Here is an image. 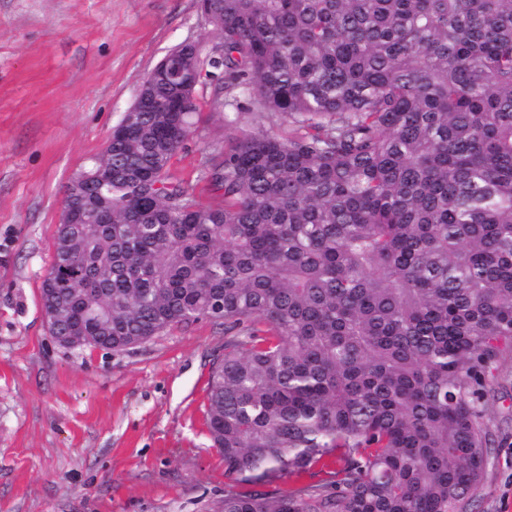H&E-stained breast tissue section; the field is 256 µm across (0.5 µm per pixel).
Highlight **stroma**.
<instances>
[{
	"mask_svg": "<svg viewBox=\"0 0 512 512\" xmlns=\"http://www.w3.org/2000/svg\"><path fill=\"white\" fill-rule=\"evenodd\" d=\"M219 45L198 0H0V512H218L224 462L206 392L224 325L201 319L123 352L51 338L40 284L72 174L104 147L175 46ZM171 173L224 144L215 83ZM487 421L496 447L474 512H512V358Z\"/></svg>",
	"mask_w": 512,
	"mask_h": 512,
	"instance_id": "1",
	"label": "stroma"
}]
</instances>
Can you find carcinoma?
Segmentation results:
<instances>
[{"label":"carcinoma","instance_id":"1","mask_svg":"<svg viewBox=\"0 0 512 512\" xmlns=\"http://www.w3.org/2000/svg\"><path fill=\"white\" fill-rule=\"evenodd\" d=\"M202 7L219 53L146 75L56 227L50 270L85 272L66 327L122 352L224 321L220 512H472L512 353V0ZM205 76L206 204L169 172Z\"/></svg>","mask_w":512,"mask_h":512}]
</instances>
